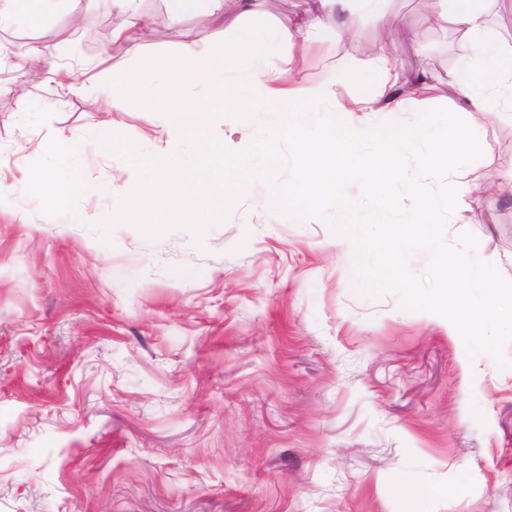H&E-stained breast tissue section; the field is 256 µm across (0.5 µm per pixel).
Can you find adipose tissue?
<instances>
[{"label": "adipose tissue", "mask_w": 512, "mask_h": 512, "mask_svg": "<svg viewBox=\"0 0 512 512\" xmlns=\"http://www.w3.org/2000/svg\"><path fill=\"white\" fill-rule=\"evenodd\" d=\"M487 0H445L444 8L427 15L432 25L453 24L464 35L476 39L478 54L462 60L448 79V86L464 101L467 111L483 112L489 106L512 112V55H505L502 46L485 34ZM337 0H312L298 31L271 25L259 13L252 0H234L235 13L225 28V48L218 54H191L175 59L171 76L163 91L150 93L146 79L151 73L149 62H142L137 74L121 72L119 64H111L117 72V92L121 96L138 98L142 105L155 112L172 114L182 135L199 136L210 121L215 108L208 103H194L185 94L188 83L213 86L233 97L238 88L250 86L254 95L249 101L252 110L279 107V132L293 139L300 137L303 128L301 101L319 103L327 100L328 88H303L282 83L280 75L288 71L290 56H283L279 70L268 65L271 46L290 45L295 35L322 41L330 37L328 14ZM373 66L376 84L367 87L362 74L352 71L350 81L358 92L352 100L354 109L345 126L327 120L317 140L303 144L302 174L306 189L315 202L334 207L344 223H351L356 203L338 197L336 186L355 166L367 169L368 195L377 202H388L392 188L400 176L403 159L410 154L420 156L423 166L434 169L444 144H451L458 164H466L475 146L472 125L448 123L444 113L430 111L417 105V114L409 126H389V113L398 111L402 101L398 89L408 77L397 61L384 54H375ZM367 136L375 137L378 146L374 153L358 157L357 145Z\"/></svg>", "instance_id": "obj_1"}]
</instances>
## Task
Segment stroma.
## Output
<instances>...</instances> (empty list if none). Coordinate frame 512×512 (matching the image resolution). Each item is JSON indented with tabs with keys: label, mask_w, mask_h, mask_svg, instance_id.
Masks as SVG:
<instances>
[{
	"label": "stroma",
	"mask_w": 512,
	"mask_h": 512,
	"mask_svg": "<svg viewBox=\"0 0 512 512\" xmlns=\"http://www.w3.org/2000/svg\"><path fill=\"white\" fill-rule=\"evenodd\" d=\"M121 7L62 0L48 26L0 27V47L35 45L86 84L63 98L46 68L0 63V512H512V368L468 359L441 316L357 294L354 253L326 220L266 207L258 180L199 238L99 227L137 182L100 136L187 154L170 114L113 98L103 45L60 42ZM150 13L163 24L124 57L131 73L150 60V89L176 56L224 45L220 20L169 19L164 0ZM474 50L429 27L423 0H381L339 44L295 39L286 79L328 86L339 115L356 89L337 70L372 73L382 52L423 77L390 116L400 127L414 103L447 107L448 77ZM457 118L476 123V143L444 240L473 233L476 257L512 280V197L481 193L512 177V115ZM67 167L80 187L48 217L30 178ZM381 482L406 496H381Z\"/></svg>",
	"instance_id": "stroma-1"
}]
</instances>
